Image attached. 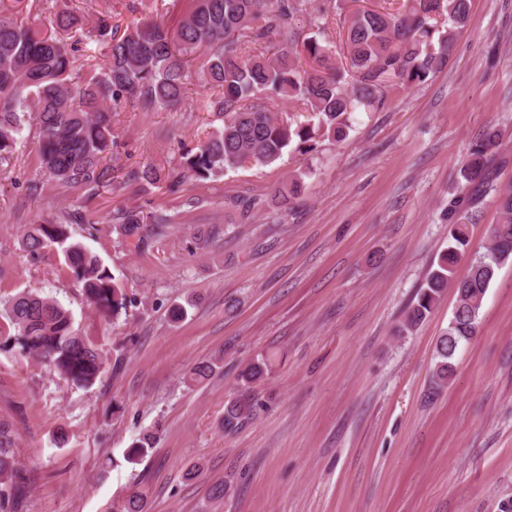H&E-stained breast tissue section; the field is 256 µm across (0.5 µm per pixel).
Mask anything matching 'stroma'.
I'll return each instance as SVG.
<instances>
[{"mask_svg":"<svg viewBox=\"0 0 512 512\" xmlns=\"http://www.w3.org/2000/svg\"><path fill=\"white\" fill-rule=\"evenodd\" d=\"M187 8L117 4L126 25L173 27ZM205 94L195 85L178 111L112 115L113 168L180 173L177 192L120 178L94 191L58 186L40 174L32 137L0 178V303L39 290L107 355L95 384L78 388L0 346V422L24 485L16 512H119L135 492L147 512H500L512 498V263L442 392L431 389L434 348L454 292L412 334L394 327L448 247V204L486 129L500 138L471 251L497 220L496 188L512 184V0H473L440 73L354 113L342 141L304 155L207 179L183 172V153L220 125L197 106ZM299 173L285 205L278 190ZM241 199L254 203L250 218ZM132 207L174 222L139 242L119 221ZM60 223L133 297L118 322L87 304L61 254L26 252L24 225ZM177 304L189 307L179 323ZM258 356L269 364L253 389L261 406L224 434V403ZM209 360L211 377L191 382ZM146 432L153 448L127 462ZM218 482L229 493L217 501Z\"/></svg>","mask_w":512,"mask_h":512,"instance_id":"stroma-1","label":"stroma"}]
</instances>
